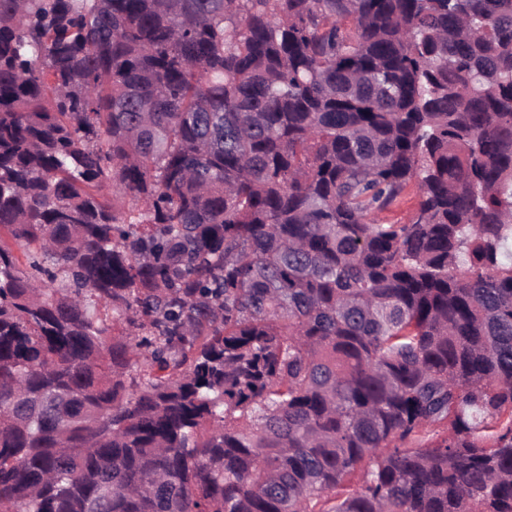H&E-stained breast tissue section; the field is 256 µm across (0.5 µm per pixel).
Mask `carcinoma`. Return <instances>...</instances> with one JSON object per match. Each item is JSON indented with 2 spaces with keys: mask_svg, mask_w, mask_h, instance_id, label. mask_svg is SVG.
I'll return each mask as SVG.
<instances>
[{
  "mask_svg": "<svg viewBox=\"0 0 512 512\" xmlns=\"http://www.w3.org/2000/svg\"><path fill=\"white\" fill-rule=\"evenodd\" d=\"M0 512H512V0H0ZM416 191L415 184H411L405 199L391 212L381 214L380 219L395 224H407L413 216Z\"/></svg>",
  "mask_w": 512,
  "mask_h": 512,
  "instance_id": "1",
  "label": "carcinoma"
}]
</instances>
